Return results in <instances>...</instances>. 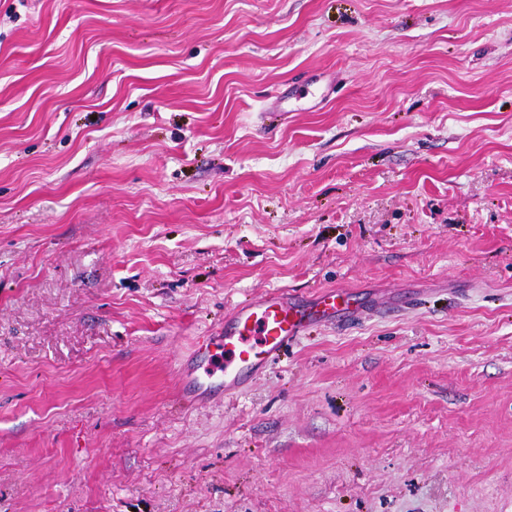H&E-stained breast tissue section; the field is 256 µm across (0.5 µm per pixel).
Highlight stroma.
Masks as SVG:
<instances>
[{
    "label": "stroma",
    "mask_w": 512,
    "mask_h": 512,
    "mask_svg": "<svg viewBox=\"0 0 512 512\" xmlns=\"http://www.w3.org/2000/svg\"><path fill=\"white\" fill-rule=\"evenodd\" d=\"M0 512H512V0H0ZM350 292L340 288L324 290L304 303L292 302L280 291L237 305L224 319V336L209 338L197 352L203 356L209 346L224 348V366L211 365L208 378L224 374V395H234L246 375L256 374L276 359L313 323H327L350 315Z\"/></svg>",
    "instance_id": "35a3bbf8"
}]
</instances>
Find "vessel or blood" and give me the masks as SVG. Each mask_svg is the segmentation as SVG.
I'll use <instances>...</instances> for the list:
<instances>
[{
	"mask_svg": "<svg viewBox=\"0 0 512 512\" xmlns=\"http://www.w3.org/2000/svg\"><path fill=\"white\" fill-rule=\"evenodd\" d=\"M350 314V293L340 288L324 290L310 300L296 303L280 291L237 305L224 321V333L199 345V354L210 346L224 350L225 395H234L243 377L257 373L276 359L314 323H327Z\"/></svg>",
	"mask_w": 512,
	"mask_h": 512,
	"instance_id": "vessel-or-blood-1",
	"label": "vessel or blood"
}]
</instances>
